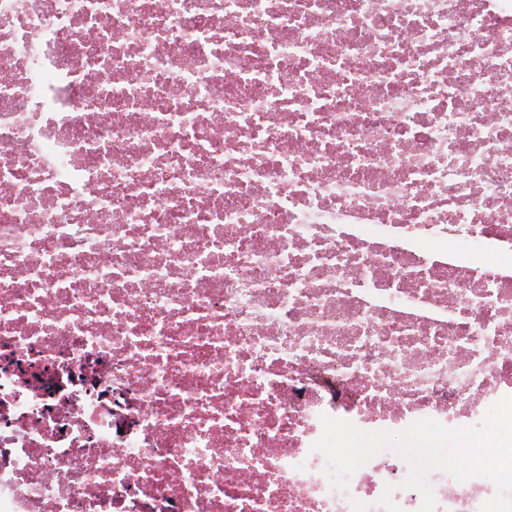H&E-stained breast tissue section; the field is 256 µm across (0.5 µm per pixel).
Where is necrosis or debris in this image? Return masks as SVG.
<instances>
[{
  "mask_svg": "<svg viewBox=\"0 0 512 512\" xmlns=\"http://www.w3.org/2000/svg\"><path fill=\"white\" fill-rule=\"evenodd\" d=\"M508 396L512 0H0V512H419L321 415Z\"/></svg>",
  "mask_w": 512,
  "mask_h": 512,
  "instance_id": "obj_1",
  "label": "necrosis or debris"
}]
</instances>
